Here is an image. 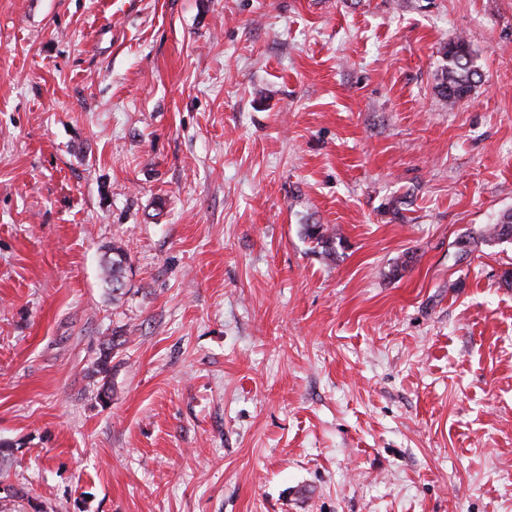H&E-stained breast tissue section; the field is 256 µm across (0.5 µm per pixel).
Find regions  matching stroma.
I'll return each instance as SVG.
<instances>
[{
    "mask_svg": "<svg viewBox=\"0 0 512 512\" xmlns=\"http://www.w3.org/2000/svg\"><path fill=\"white\" fill-rule=\"evenodd\" d=\"M510 210L512 0H0V512H512ZM448 65L440 83L441 95L454 104L466 97L482 79L480 72L471 62V51L464 41H453L448 45ZM107 249V253H112V258L110 265H108L107 272L108 277L112 280V290L118 291L124 286L125 273L128 268V253L127 250L117 242H112V244L107 245L105 247ZM119 336H110L108 339L102 342V346L99 350V356L94 363L93 372L95 375L101 377V390L97 393V396L102 401L110 399L111 388V374H112V354L116 347L120 346L121 343L117 342Z\"/></svg>",
    "mask_w": 512,
    "mask_h": 512,
    "instance_id": "obj_1",
    "label": "stroma"
}]
</instances>
